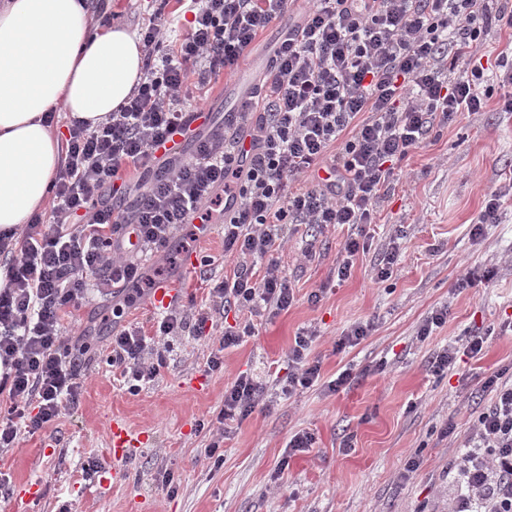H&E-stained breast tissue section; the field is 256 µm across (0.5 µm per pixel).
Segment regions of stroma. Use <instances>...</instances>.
<instances>
[{
    "instance_id": "obj_1",
    "label": "stroma",
    "mask_w": 512,
    "mask_h": 512,
    "mask_svg": "<svg viewBox=\"0 0 512 512\" xmlns=\"http://www.w3.org/2000/svg\"><path fill=\"white\" fill-rule=\"evenodd\" d=\"M281 30L276 24L261 33L233 75L212 80L206 94L188 88L184 110L203 105L217 120L236 111L264 74ZM511 181L512 112L492 100L485 111L435 125L396 162L375 223L289 234L274 257L296 301L275 318L255 319L254 335L225 353L223 370L207 367L212 340L185 337L135 395L107 363L111 296L94 292L76 302L64 329L81 324L94 335L78 364V401L45 431L21 435L0 452V512H448L449 500L467 493L458 464L469 444L471 394L492 375L512 381V332L489 337L481 359L458 357L446 375H435L428 361L464 332L512 322V275L481 277L494 257L512 253V198L500 223L479 237L470 232L486 195ZM397 228L398 264L391 279L374 282L371 267ZM354 233L367 249L341 282L332 271ZM311 242L317 255L308 261L302 252ZM174 244L173 262L148 257L146 273L179 282L180 303H204L206 277L221 279L232 267L221 258L223 227L213 225L210 238L193 241L179 232ZM187 250L216 262L204 272L187 268ZM466 271L479 282L456 290ZM319 289L323 297L311 303ZM442 305L447 323L418 339L423 319ZM368 321L371 336L337 349L344 330ZM310 327L321 334L310 357L320 363L323 381L348 369L353 385L335 394L315 386L276 396L271 409H256L226 436L222 467H207L200 454L208 437L197 425L223 407L225 385L244 370L287 374L288 349ZM116 419L138 437L126 462L110 453ZM449 422L454 434L440 438ZM299 432L314 434L315 444L293 455L288 441ZM416 453L419 469L405 474Z\"/></svg>"
}]
</instances>
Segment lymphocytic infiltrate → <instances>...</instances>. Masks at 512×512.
I'll return each instance as SVG.
<instances>
[{
    "label": "lymphocytic infiltrate",
    "mask_w": 512,
    "mask_h": 512,
    "mask_svg": "<svg viewBox=\"0 0 512 512\" xmlns=\"http://www.w3.org/2000/svg\"><path fill=\"white\" fill-rule=\"evenodd\" d=\"M292 0H190L186 33L171 37L161 16L141 28L144 76L120 110L95 129L73 124L51 185L50 221L34 215L22 230L0 232V449L18 435L42 432L64 404H76L85 341L64 336L62 319L90 287L127 286L112 307L108 362L130 393L154 381L175 338L202 334L216 314L236 309L243 323L221 331L208 361L221 369L226 351L275 317L295 290L273 252L286 227L371 224L394 177L393 160L419 147L435 124L484 111L481 47L512 29V0H308L285 28L271 66L222 129H203L209 114L181 107L187 87L205 89L234 69L260 33ZM194 153L184 156V145ZM136 183L120 181V170ZM136 194L126 216L115 200ZM224 200V254L233 268L211 283L201 307L158 312L153 335L122 324L126 305L154 281L141 259L168 256L176 231L207 220ZM317 330L297 332L292 366L281 382L293 396L315 385L338 392L355 377L343 370L322 382L309 351ZM491 400L474 420L473 448L460 460L469 489L452 512H512V383L486 378ZM269 385L244 371L224 388L206 459L222 463L225 434L256 407H270Z\"/></svg>",
    "instance_id": "lymphocytic-infiltrate-1"
}]
</instances>
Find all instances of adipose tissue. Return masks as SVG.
<instances>
[{"mask_svg":"<svg viewBox=\"0 0 512 512\" xmlns=\"http://www.w3.org/2000/svg\"><path fill=\"white\" fill-rule=\"evenodd\" d=\"M143 73L137 35L96 20L84 0H0V231L47 209L59 123L95 129Z\"/></svg>","mask_w":512,"mask_h":512,"instance_id":"obj_1","label":"adipose tissue"}]
</instances>
